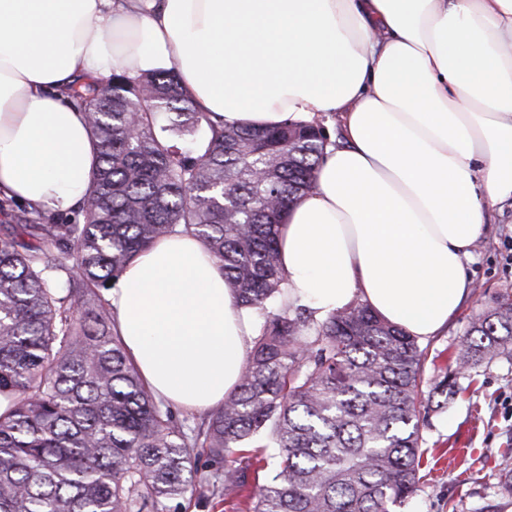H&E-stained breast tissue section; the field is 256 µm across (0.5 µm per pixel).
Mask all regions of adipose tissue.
Instances as JSON below:
<instances>
[{
    "mask_svg": "<svg viewBox=\"0 0 512 512\" xmlns=\"http://www.w3.org/2000/svg\"><path fill=\"white\" fill-rule=\"evenodd\" d=\"M167 68L225 124L335 113L314 190L283 215L285 293L354 300L418 338L470 293L486 213L512 200V0H0V199L78 207L96 142L60 91ZM157 397L223 404L255 316L199 240L172 234L108 292Z\"/></svg>",
    "mask_w": 512,
    "mask_h": 512,
    "instance_id": "adipose-tissue-1",
    "label": "adipose tissue"
}]
</instances>
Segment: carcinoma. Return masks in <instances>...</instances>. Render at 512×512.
<instances>
[{"instance_id":"obj_1","label":"carcinoma","mask_w":512,"mask_h":512,"mask_svg":"<svg viewBox=\"0 0 512 512\" xmlns=\"http://www.w3.org/2000/svg\"><path fill=\"white\" fill-rule=\"evenodd\" d=\"M96 140L76 210L0 224V512H392L415 494L426 348L354 300L316 321L282 300L281 214L315 188L323 127L226 126L176 73L66 91ZM201 241L255 311L236 390L189 420L147 387L104 292L175 232ZM512 353V298L478 318L467 371Z\"/></svg>"}]
</instances>
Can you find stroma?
Here are the masks:
<instances>
[{
    "instance_id": "35a3bbf8",
    "label": "stroma",
    "mask_w": 512,
    "mask_h": 512,
    "mask_svg": "<svg viewBox=\"0 0 512 512\" xmlns=\"http://www.w3.org/2000/svg\"><path fill=\"white\" fill-rule=\"evenodd\" d=\"M512 238V201L496 205L466 264L472 290L445 330L427 341L426 377L448 371V404L430 413L423 431L433 456L420 471L417 492L394 512H512L501 476L512 468V357L472 371L455 355L471 323L512 294V268L500 253Z\"/></svg>"
}]
</instances>
